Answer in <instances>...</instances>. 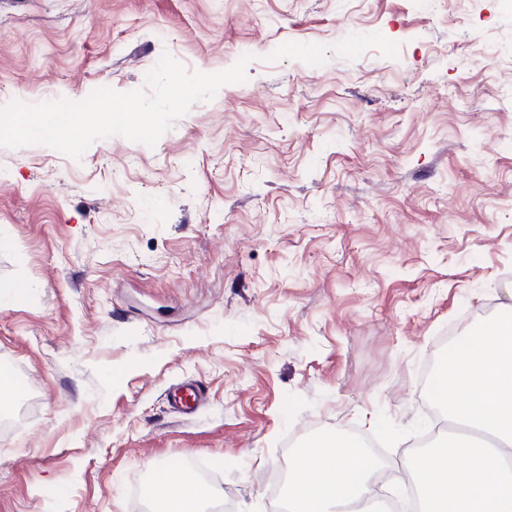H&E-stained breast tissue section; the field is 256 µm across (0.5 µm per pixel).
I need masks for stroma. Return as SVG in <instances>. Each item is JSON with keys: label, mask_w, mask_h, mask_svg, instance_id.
Instances as JSON below:
<instances>
[{"label": "stroma", "mask_w": 512, "mask_h": 512, "mask_svg": "<svg viewBox=\"0 0 512 512\" xmlns=\"http://www.w3.org/2000/svg\"><path fill=\"white\" fill-rule=\"evenodd\" d=\"M166 53L247 79L152 147H0V512H135L192 460L268 512L259 473L339 431L402 495L445 336L512 303V10L0 0V106L140 89Z\"/></svg>", "instance_id": "obj_1"}]
</instances>
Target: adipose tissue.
I'll use <instances>...</instances> for the list:
<instances>
[{"mask_svg":"<svg viewBox=\"0 0 512 512\" xmlns=\"http://www.w3.org/2000/svg\"><path fill=\"white\" fill-rule=\"evenodd\" d=\"M373 467L369 455L346 433L308 438L288 477L294 512H349L354 500L371 496ZM157 487L163 512H207L224 496L222 488L200 481L187 469L162 474Z\"/></svg>","mask_w":512,"mask_h":512,"instance_id":"ef3b65f1","label":"adipose tissue"}]
</instances>
